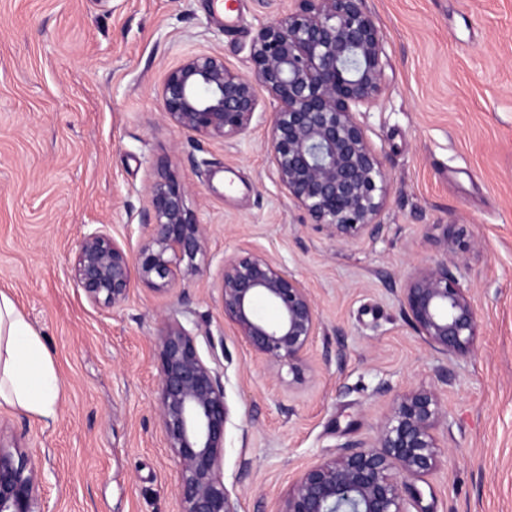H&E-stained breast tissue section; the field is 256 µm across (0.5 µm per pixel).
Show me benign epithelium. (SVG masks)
<instances>
[{"instance_id":"benign-epithelium-1","label":"benign epithelium","mask_w":512,"mask_h":512,"mask_svg":"<svg viewBox=\"0 0 512 512\" xmlns=\"http://www.w3.org/2000/svg\"><path fill=\"white\" fill-rule=\"evenodd\" d=\"M283 18L263 25L250 47L251 75L228 68L217 54H197L170 70L161 100L167 120L203 138L245 134L258 107L256 86L276 107L268 147L280 185L314 224L338 242L376 237L388 193L382 154L359 120L360 108L385 92L387 37L366 0H295ZM146 232L136 253L101 226L76 245L72 281L96 305L121 308L132 281L154 293L169 292L197 270L205 252L204 225L185 204L184 190L161 165L149 189ZM443 259L415 270L402 304L424 341L446 356L465 352L477 333L470 286L448 269V259L469 250L462 231L446 224ZM224 319L254 354L286 365L299 377L320 318L304 284L270 256L244 252L224 258L220 282ZM265 301L279 312L264 320ZM212 361L197 334L179 320L157 336V410L168 448L178 462L182 512H238L224 479L225 432L230 421L213 339ZM432 389L395 393L376 434L337 446L308 467L276 512H406L402 488L421 499L410 480L439 464L436 430L442 423ZM0 512H45L40 470L17 441L0 439Z\"/></svg>"}]
</instances>
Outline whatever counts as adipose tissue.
I'll return each instance as SVG.
<instances>
[{
  "mask_svg": "<svg viewBox=\"0 0 512 512\" xmlns=\"http://www.w3.org/2000/svg\"><path fill=\"white\" fill-rule=\"evenodd\" d=\"M60 380L45 345L0 291V407L56 420Z\"/></svg>",
  "mask_w": 512,
  "mask_h": 512,
  "instance_id": "ef3b65f1",
  "label": "adipose tissue"
}]
</instances>
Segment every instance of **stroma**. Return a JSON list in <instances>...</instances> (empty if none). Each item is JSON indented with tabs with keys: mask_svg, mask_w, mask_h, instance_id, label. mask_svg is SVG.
<instances>
[{
	"mask_svg": "<svg viewBox=\"0 0 512 512\" xmlns=\"http://www.w3.org/2000/svg\"><path fill=\"white\" fill-rule=\"evenodd\" d=\"M385 33L387 88L360 116L389 194L374 239L330 240L289 200L267 150L274 103L257 89L249 131L224 141L162 112L168 72L213 53L250 74L261 25L294 0H0V290L46 345L58 417L0 408V438L27 448L47 512H181L177 460L157 411L156 337L175 318L224 340L231 420L224 476L239 512H276L331 447L374 435L393 393L435 390L438 468L407 512H512V0H367ZM166 164L206 229L198 270L171 291L132 282L122 308L74 288L75 243L106 226L137 249L148 188ZM472 247L469 352L430 348L402 290L441 257L442 225ZM278 261L321 319L303 376L255 356L225 321V256Z\"/></svg>",
	"mask_w": 512,
	"mask_h": 512,
	"instance_id": "obj_1",
	"label": "stroma"
}]
</instances>
